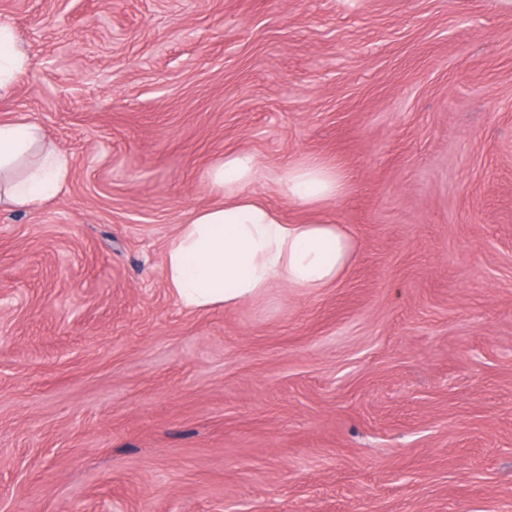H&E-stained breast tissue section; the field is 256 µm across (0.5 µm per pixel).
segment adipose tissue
Returning <instances> with one entry per match:
<instances>
[{
    "label": "adipose tissue",
    "mask_w": 512,
    "mask_h": 512,
    "mask_svg": "<svg viewBox=\"0 0 512 512\" xmlns=\"http://www.w3.org/2000/svg\"><path fill=\"white\" fill-rule=\"evenodd\" d=\"M70 167L66 154L45 145L36 123L0 122V204L40 206L61 191ZM263 176L262 163L248 151L225 154L208 170L223 202L191 212L163 257L165 282L183 309L234 307L283 283L316 291L346 271L355 242L343 225L320 214L344 194L343 173L312 160L274 174L279 192L310 210L302 224L287 222L253 192Z\"/></svg>",
    "instance_id": "1"
}]
</instances>
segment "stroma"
Segmentation results:
<instances>
[{
	"instance_id": "stroma-1",
	"label": "stroma",
	"mask_w": 512,
	"mask_h": 512,
	"mask_svg": "<svg viewBox=\"0 0 512 512\" xmlns=\"http://www.w3.org/2000/svg\"><path fill=\"white\" fill-rule=\"evenodd\" d=\"M0 512H512V8L0 0ZM248 151L342 169L334 285L183 310L163 255ZM26 64V55L14 31L0 26V91L8 89L14 72ZM70 167L66 154L45 145L36 123L0 122V205L40 206L61 191Z\"/></svg>"
}]
</instances>
